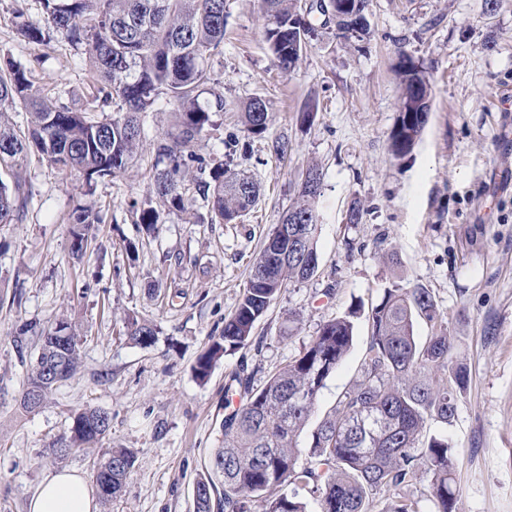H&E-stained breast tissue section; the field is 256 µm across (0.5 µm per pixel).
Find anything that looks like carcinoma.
Here are the masks:
<instances>
[{
	"mask_svg": "<svg viewBox=\"0 0 512 512\" xmlns=\"http://www.w3.org/2000/svg\"><path fill=\"white\" fill-rule=\"evenodd\" d=\"M43 24L20 22L17 33L32 43L57 34L84 56L95 85L89 99L63 101L34 88L28 69L7 59L0 65V224L20 222L29 197L20 170L31 154L62 171H78L86 192L106 177L127 172L138 152L139 115L153 111L160 97L176 116L174 131L156 143L165 167L154 176L153 191L163 206L184 212L183 187L187 162L196 158L198 138L211 125V111L197 102L196 91L209 80L207 57L224 41V0H40ZM265 38L277 66L292 72L304 53L301 40L312 39L315 28L301 26L300 0H262ZM400 107L391 135L394 156L408 154L426 122L418 98L426 94L425 78L415 62H399ZM29 111L27 130L15 127L11 112ZM270 123L260 99L244 108L245 130L264 134ZM322 184L299 191L295 204L274 225L249 271L234 313L224 322L194 366L204 380L224 355L248 346L255 323L293 281L309 278L296 254L317 256L319 224L315 200ZM195 192L207 203L212 224H231L252 210L259 199L257 184L219 163L209 178L195 182ZM101 217L91 207H79L70 217V251L83 256L93 225ZM277 245L287 259L271 264L269 249ZM430 324L423 342L414 335L418 321ZM369 335L358 376L342 392L331 412L311 434L307 463L299 465L300 433L311 418L327 379L336 372L354 340V324L343 317L320 325L316 336L288 363L254 389L248 379L236 378L246 402L224 414V441L216 449L212 469L223 491L208 475L197 485L196 512H307L297 494L283 491L301 484L317 499L320 512H373L383 490H397L432 475L434 512H455L454 449L445 435L423 438L428 423L443 428L456 415L457 395L465 389L464 368L453 363L450 336L438 306L426 288H386L368 316ZM65 344L40 334V349L27 375L20 405L27 411L31 389H41L45 403L53 387L41 386V364L50 355L73 377L80 364L81 336L67 319L57 322ZM156 326L133 319L127 335L147 348L156 340ZM99 408L71 415L67 432L51 443L48 454L64 459L91 452L110 430L99 424ZM135 464L134 453L113 448L94 473L100 502L108 507L121 496Z\"/></svg>",
	"mask_w": 512,
	"mask_h": 512,
	"instance_id": "cac0c4a2",
	"label": "carcinoma"
}]
</instances>
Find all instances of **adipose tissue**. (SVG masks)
I'll return each instance as SVG.
<instances>
[{
    "mask_svg": "<svg viewBox=\"0 0 512 512\" xmlns=\"http://www.w3.org/2000/svg\"><path fill=\"white\" fill-rule=\"evenodd\" d=\"M28 512H99L96 488L78 470L56 471L35 489Z\"/></svg>",
    "mask_w": 512,
    "mask_h": 512,
    "instance_id": "1",
    "label": "adipose tissue"
}]
</instances>
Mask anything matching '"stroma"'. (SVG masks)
Listing matches in <instances>:
<instances>
[{
    "mask_svg": "<svg viewBox=\"0 0 512 512\" xmlns=\"http://www.w3.org/2000/svg\"><path fill=\"white\" fill-rule=\"evenodd\" d=\"M224 12V43L198 92L213 127L197 141L184 180L189 212L159 208L153 193L154 145L172 123L163 100L141 118L132 171L98 181L92 195L82 193V174L35 158L22 172L28 209L22 222L0 224V512H26L48 474H92L113 448L132 449L136 461L112 512H194L195 484L224 436L231 376L261 387L321 324L351 317L353 346L318 398L314 415L322 417L355 380L368 312L394 285L429 289L456 338L454 359L468 371L447 429L456 512H512V0H370L369 32L358 40L337 38L335 23L316 14L318 34L288 74L265 42L260 0H224ZM20 15L40 22L39 0H0V57L24 64L38 88L53 79L88 97L94 79L83 57L59 37L23 41ZM403 54L432 94L420 138L397 159L389 144ZM219 97L231 110L215 111ZM254 98L271 116L259 137L241 122ZM279 142L286 155L276 154ZM218 162L260 186L241 223L203 221L207 206L192 185ZM312 163L323 173L317 270L270 305L249 346L198 381L197 357L221 335ZM80 204L103 221L76 261L68 228ZM355 204L362 220L346 223ZM150 206L159 209L151 235L139 222ZM63 317L83 334L81 365L26 412L20 398L37 334ZM132 318L156 325L152 347L129 339ZM87 406L112 417L97 453L48 455L71 414Z\"/></svg>",
    "mask_w": 512,
    "mask_h": 512,
    "instance_id": "1",
    "label": "stroma"
}]
</instances>
